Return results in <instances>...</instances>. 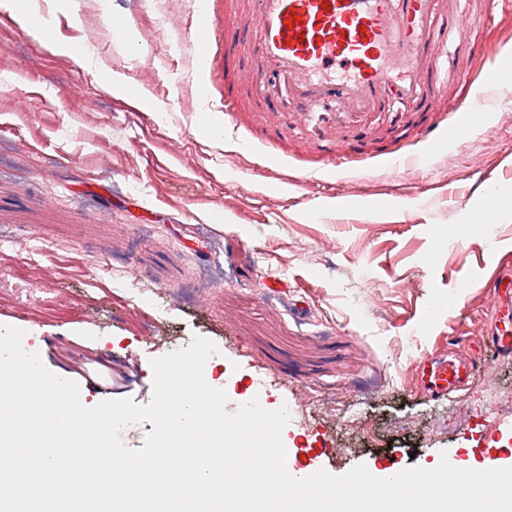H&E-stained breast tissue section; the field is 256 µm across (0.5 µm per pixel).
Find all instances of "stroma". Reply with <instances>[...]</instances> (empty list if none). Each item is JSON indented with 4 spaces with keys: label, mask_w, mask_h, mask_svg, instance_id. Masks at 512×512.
Masks as SVG:
<instances>
[{
    "label": "stroma",
    "mask_w": 512,
    "mask_h": 512,
    "mask_svg": "<svg viewBox=\"0 0 512 512\" xmlns=\"http://www.w3.org/2000/svg\"><path fill=\"white\" fill-rule=\"evenodd\" d=\"M54 13L59 39L85 44V69L0 22V325L24 330L80 400L152 399L151 359L194 337L219 352L204 366L229 409L258 400L288 407V469L340 476L362 464L425 469L451 458L479 470L512 461L491 439L492 387L512 393V356L449 398L423 390L416 365L446 343L490 328L481 256L512 252V223H459L497 172L512 187V89L486 81L512 58V20L477 29L469 58L442 73L447 98L494 117L453 141L454 169L432 160L395 168L368 141L345 165L354 193L343 210L312 178L320 154L297 133L266 142L260 102L241 93L207 140L201 109L220 101L225 11L251 0H77ZM132 25L136 45L113 34ZM213 31L215 80L198 88L191 38ZM149 91L153 109L112 95L106 73ZM483 169H476V162ZM397 197L374 211L360 196ZM35 284L18 282L28 256Z\"/></svg>",
    "instance_id": "stroma-1"
}]
</instances>
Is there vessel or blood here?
Instances as JSON below:
<instances>
[{
	"instance_id": "vessel-or-blood-1",
	"label": "vessel or blood",
	"mask_w": 512,
	"mask_h": 512,
	"mask_svg": "<svg viewBox=\"0 0 512 512\" xmlns=\"http://www.w3.org/2000/svg\"><path fill=\"white\" fill-rule=\"evenodd\" d=\"M249 21L226 14L224 56L252 57L249 70L224 73V109L232 111L236 88L247 83L265 107L261 124L277 135L283 129L312 132L316 146L333 164L344 163L361 138L378 133V121L408 122L419 128L421 158L456 154L437 125L424 124L423 113L441 108L442 89L431 75L438 63L431 43L449 30L469 37L474 24L464 0H255ZM293 100L284 112L273 102ZM323 103L332 115L317 113ZM485 339L469 337L464 350L423 358L419 377L434 399L464 389L486 366Z\"/></svg>"
}]
</instances>
